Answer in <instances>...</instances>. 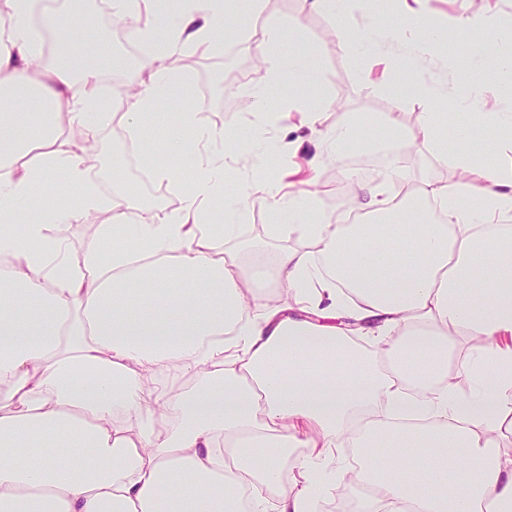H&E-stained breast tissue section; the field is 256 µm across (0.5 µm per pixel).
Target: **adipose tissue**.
I'll return each instance as SVG.
<instances>
[{"instance_id": "ef3b65f1", "label": "adipose tissue", "mask_w": 512, "mask_h": 512, "mask_svg": "<svg viewBox=\"0 0 512 512\" xmlns=\"http://www.w3.org/2000/svg\"><path fill=\"white\" fill-rule=\"evenodd\" d=\"M427 3L394 0L397 20L383 21L371 0H310L343 17L348 52H371L384 79L411 74L424 99L447 96L455 55L512 69L511 54L482 51L496 14L434 17ZM109 6L148 15L131 36L161 46L142 57L120 115L102 74L126 59L64 42L47 58L42 0H0V512H318L335 478L374 485L363 512H512V456L497 442L512 430V98L478 84L404 130L402 142L434 143L457 173L421 191L439 220L359 178L350 208L376 221L346 224L317 191L253 175L278 148L267 102L317 78L272 28L248 93L252 149L206 128L191 147L171 133L168 154L200 171L180 208L160 217L116 177L107 209L72 130L117 120L148 147L146 118L186 81L169 58L223 36L229 10ZM450 26L460 37L447 50ZM476 127L491 162L445 150L447 129ZM56 191L76 204L15 223ZM218 201L225 240L258 207L272 235L305 240L274 256L291 302L248 299L257 249L217 248L207 217ZM105 211L73 259L61 225ZM369 409L371 427L354 431ZM340 448L358 449L359 466L337 467Z\"/></svg>"}]
</instances>
